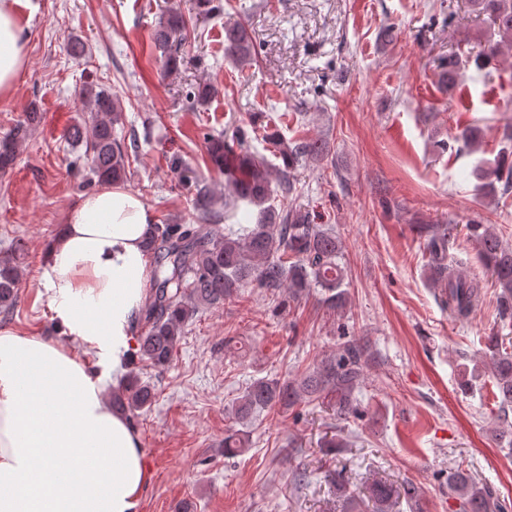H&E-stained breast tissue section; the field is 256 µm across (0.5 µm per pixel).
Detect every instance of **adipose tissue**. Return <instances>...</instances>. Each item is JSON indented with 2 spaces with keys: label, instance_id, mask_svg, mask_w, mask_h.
<instances>
[{
  "label": "adipose tissue",
  "instance_id": "ef3b65f1",
  "mask_svg": "<svg viewBox=\"0 0 512 512\" xmlns=\"http://www.w3.org/2000/svg\"><path fill=\"white\" fill-rule=\"evenodd\" d=\"M33 8L0 0V96L27 69L21 15ZM154 221L111 182L84 195L42 252L39 284L59 338L0 330V512H137L148 484L139 438L106 392L133 346Z\"/></svg>",
  "mask_w": 512,
  "mask_h": 512
}]
</instances>
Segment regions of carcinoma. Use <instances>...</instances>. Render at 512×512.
<instances>
[{
    "label": "carcinoma",
    "mask_w": 512,
    "mask_h": 512,
    "mask_svg": "<svg viewBox=\"0 0 512 512\" xmlns=\"http://www.w3.org/2000/svg\"><path fill=\"white\" fill-rule=\"evenodd\" d=\"M477 10L487 16L498 40L475 55L453 53L439 62L442 84L453 90L460 66L482 71L504 52L512 49V0H473ZM187 20L179 9L169 10L154 31L157 45L167 53L165 66L177 69L180 55L172 48L173 37L186 29ZM225 54L236 64L247 66L253 61L255 46L249 27L238 24L224 29ZM83 111L93 113L89 125L76 124L68 133L72 148H84L76 161L86 168L87 181L114 183L127 179L136 153L130 152L125 138L116 132L121 107L116 96L105 88L84 86ZM37 123V112L31 111L0 138V172L12 169L21 147L31 136ZM230 145L222 136L209 138L211 165L229 172L231 198L224 208L246 202L260 208L261 219L254 227L239 234L219 230L215 222L221 215L214 210V197L207 186H197L194 209L198 224H155L144 241L145 251L158 263L153 271L150 290L139 322L145 333L138 337L136 358L157 368L168 366L185 325L202 307L217 306L241 288L256 283L273 291L282 288L296 299L310 288H321L323 303L336 311L346 304L347 271L340 262L341 245L333 229L314 224L310 214L292 209H278L271 204L277 186L289 191L288 169L301 157H323L328 154L325 143L312 140L291 145L275 132L265 133V140L282 160L276 169L251 150L253 137L239 127ZM473 152L482 143L479 131L471 127L455 138ZM500 152L483 158L471 171L480 189L487 195L512 194V124L504 127ZM467 229L479 244V256L494 281L499 318L512 323V246L503 243L490 227L469 224ZM426 251L433 284L444 288L448 310L458 319L467 318L482 302L484 293L479 281L457 272L450 265L455 237L449 224H432L425 228ZM21 270L11 261L0 262V310L11 309L18 298ZM488 363L501 400L500 419L508 420L512 408V343L492 336L486 343ZM364 351L357 343L345 341L336 354L322 359L301 377L288 380L258 378L233 401L229 415L242 427L257 414L275 408L288 409L303 400L322 396L334 400L336 413L345 417L357 413L356 392L364 381ZM155 399L154 389L141 377L128 375L112 391V406L130 417L149 409ZM249 435L235 431L224 437V454L244 451ZM340 496L348 512H361L363 502L342 478L336 480ZM448 486L459 500V512H512V504L499 499L493 486L479 481L472 473L456 468L448 473ZM416 501L417 490L411 483L397 488L383 480L371 487L373 512H392L399 499Z\"/></svg>",
    "instance_id": "carcinoma-1"
}]
</instances>
